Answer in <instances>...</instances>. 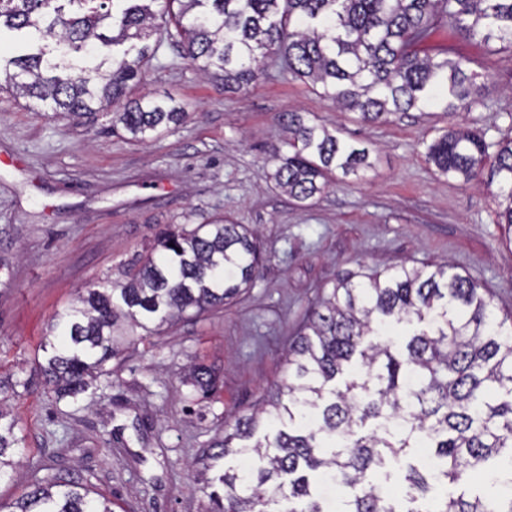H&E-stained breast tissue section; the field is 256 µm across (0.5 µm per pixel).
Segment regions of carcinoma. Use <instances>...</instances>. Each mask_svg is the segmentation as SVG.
I'll return each instance as SVG.
<instances>
[{
  "instance_id": "obj_1",
  "label": "carcinoma",
  "mask_w": 512,
  "mask_h": 512,
  "mask_svg": "<svg viewBox=\"0 0 512 512\" xmlns=\"http://www.w3.org/2000/svg\"><path fill=\"white\" fill-rule=\"evenodd\" d=\"M448 24L512 52V0H0V29L47 40L6 61V81L44 112L77 121L112 106V131L145 144L189 116L174 99L129 97L142 69L166 43L203 74L240 91L266 61L363 123L438 104L450 118L481 102L466 60L421 54ZM272 150L274 187L304 203L336 180L373 168L369 150L297 112ZM287 150H282V147ZM426 157L440 175L497 188L500 223L512 232V131L498 139L459 122L437 130ZM122 283L89 288L56 313L58 340L43 345L41 372L57 400H75L110 374L125 342L163 325L234 302L262 260L247 224L216 216L188 230L166 226ZM512 312L447 265L400 266L365 281L339 275L288 346L287 378L270 403L279 427L260 438V414L236 420L201 462L224 495L207 512H329L320 486L345 495L336 512H512ZM416 323L399 343L364 342L383 329ZM204 396L216 372L191 367ZM17 420L0 405V478L19 447ZM497 461L491 490L472 498L433 496L468 484ZM34 469L30 490L0 512H112L90 485Z\"/></svg>"
}]
</instances>
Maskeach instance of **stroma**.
I'll return each mask as SVG.
<instances>
[{
  "label": "stroma",
  "mask_w": 512,
  "mask_h": 512,
  "mask_svg": "<svg viewBox=\"0 0 512 512\" xmlns=\"http://www.w3.org/2000/svg\"><path fill=\"white\" fill-rule=\"evenodd\" d=\"M425 52L493 77L459 122L492 138L512 127V54L443 24ZM133 93L172 97L190 117L133 144L111 133L109 116L79 124L0 89V402L23 439L0 501L20 498L40 464L90 484L120 512H206L208 475L193 462L275 394L288 345L337 274L446 261L500 312L512 310V244L495 189L439 176L426 158V142L448 123L440 108L363 125L285 74L225 91L170 44ZM288 111L364 142L374 168L337 178L304 206L273 189L268 148L282 142ZM217 215L261 233L266 261L250 288L123 345L95 393L55 401L37 372L54 314L88 283L120 278L160 228ZM192 363L215 369V393L204 398L185 383Z\"/></svg>",
  "instance_id": "stroma-1"
}]
</instances>
